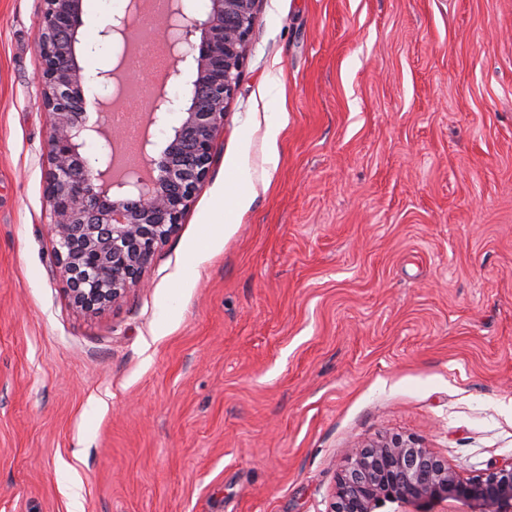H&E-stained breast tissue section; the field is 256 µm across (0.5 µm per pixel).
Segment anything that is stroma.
Listing matches in <instances>:
<instances>
[{"label": "stroma", "instance_id": "obj_1", "mask_svg": "<svg viewBox=\"0 0 512 512\" xmlns=\"http://www.w3.org/2000/svg\"><path fill=\"white\" fill-rule=\"evenodd\" d=\"M41 6L0 0V512H329L394 434L512 457V0H264L203 190L94 318L53 256Z\"/></svg>", "mask_w": 512, "mask_h": 512}]
</instances>
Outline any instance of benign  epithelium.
<instances>
[{
	"instance_id": "1",
	"label": "benign epithelium",
	"mask_w": 512,
	"mask_h": 512,
	"mask_svg": "<svg viewBox=\"0 0 512 512\" xmlns=\"http://www.w3.org/2000/svg\"><path fill=\"white\" fill-rule=\"evenodd\" d=\"M262 2L208 0L205 13L195 17L185 0H169L161 34L168 55L193 57L190 95L183 101L164 91L154 95L148 125L176 118L170 137L155 156V142L143 137L144 166L112 175L119 132L84 118L89 78L76 54L82 0H43L39 85L50 119L44 173L49 226L71 302L84 314L117 307L143 285L155 252L205 186ZM140 23V0H129L99 35L126 45ZM95 138L103 140L102 153L91 161L81 149ZM450 502L468 512H512V458L465 478L413 436H380L351 454L329 512H376L388 504L392 512H448Z\"/></svg>"
}]
</instances>
